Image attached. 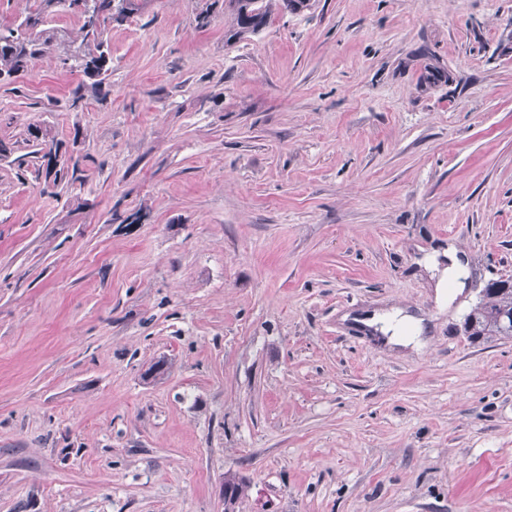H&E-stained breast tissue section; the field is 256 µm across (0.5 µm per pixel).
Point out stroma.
I'll use <instances>...</instances> for the list:
<instances>
[{
    "label": "stroma",
    "instance_id": "1",
    "mask_svg": "<svg viewBox=\"0 0 512 512\" xmlns=\"http://www.w3.org/2000/svg\"><path fill=\"white\" fill-rule=\"evenodd\" d=\"M197 8L113 24L102 86L0 82V512H224L228 473L237 512H512V339L462 328L512 276V0L231 43ZM49 138L85 182L46 184ZM400 307L420 351L350 319ZM461 262L455 249H448V267L439 271V278L436 284L437 301L442 303L448 298V286L460 292L465 288V283L460 280L459 268Z\"/></svg>",
    "mask_w": 512,
    "mask_h": 512
}]
</instances>
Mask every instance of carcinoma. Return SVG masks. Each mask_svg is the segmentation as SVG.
I'll use <instances>...</instances> for the list:
<instances>
[{
  "label": "carcinoma",
  "instance_id": "carcinoma-1",
  "mask_svg": "<svg viewBox=\"0 0 512 512\" xmlns=\"http://www.w3.org/2000/svg\"><path fill=\"white\" fill-rule=\"evenodd\" d=\"M233 16L227 40L236 41L258 34L275 10L297 12L310 7V0H225ZM62 5L82 19L79 33L68 37L43 24ZM142 8V0H35V8L15 27H0V79L24 73L32 61L48 54L54 44L65 45L63 67L101 84L111 69L112 57L105 33L112 23H122ZM45 178L85 180L79 162L70 166L47 163ZM474 340L512 339V278L488 289L484 300L473 308L463 324ZM245 482L233 474L224 476V495L236 503L244 494Z\"/></svg>",
  "mask_w": 512,
  "mask_h": 512
}]
</instances>
